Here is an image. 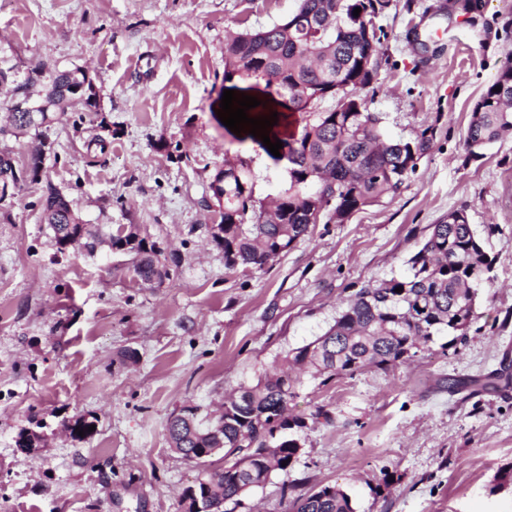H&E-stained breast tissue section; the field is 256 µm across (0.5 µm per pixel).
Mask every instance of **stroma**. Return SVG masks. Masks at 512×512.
<instances>
[{"label":"stroma","instance_id":"stroma-1","mask_svg":"<svg viewBox=\"0 0 512 512\" xmlns=\"http://www.w3.org/2000/svg\"><path fill=\"white\" fill-rule=\"evenodd\" d=\"M298 0H0V69L25 77L83 69L80 101L46 132L40 180L0 203V512H185L200 468L165 430L188 404L210 411L253 385L288 349L322 334L362 285L405 271L449 211L464 210L492 259L466 338L389 371L327 384L304 378L293 413L322 406L289 476L273 475L236 512H284L283 479L339 485L355 512H512V134L483 158L463 146L475 103L512 66V0H390L375 23L376 93L392 138L431 147L402 189L343 224L318 223L265 271L224 268L212 242L210 185L226 156L249 157L258 198L286 161L218 118L224 90L279 104L224 78L229 35L281 21ZM56 188L85 224L136 225L158 241L162 283L127 256L59 252L40 201ZM494 388L452 393V377ZM95 424L83 439L78 417ZM39 448L17 447L21 430Z\"/></svg>","mask_w":512,"mask_h":512}]
</instances>
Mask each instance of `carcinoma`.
I'll list each match as a JSON object with an SVG mask.
<instances>
[{
	"mask_svg": "<svg viewBox=\"0 0 512 512\" xmlns=\"http://www.w3.org/2000/svg\"><path fill=\"white\" fill-rule=\"evenodd\" d=\"M389 0H299L294 13L269 27L245 30L224 48V76L263 71L276 88L288 91V110L307 112L309 101L346 98L350 109L308 112L301 134L288 139L287 180L278 194L274 217L255 196L250 161L240 160L238 174L224 180V234L212 241L224 249V268L232 273L263 271L308 236L318 220L343 224L357 211L396 193L430 147L423 131L413 140L386 136L382 117L365 107L375 92L378 45L384 31L375 18ZM361 9L354 16L355 9ZM86 85L87 107L95 93L79 68L48 76L41 103L63 110L75 88ZM512 132V66L505 68L475 104L464 140L472 159ZM41 208L56 246L69 239L92 255L98 231L72 224L70 201L53 187ZM162 249L143 239L132 253L137 280L151 283L158 274ZM407 273L356 290L337 313L334 324L313 341L281 355L278 369L253 386L241 385L224 401L218 415L185 405L166 425L170 447L190 461L198 448H222L224 457L205 464L198 491L216 502L239 504L249 491L273 474L288 475L303 447L306 418L291 412L300 369L330 380L352 376L365 367L387 371L432 350L434 338L448 336L445 352L466 335L476 314L478 290L490 282L492 260L463 210H453L433 226L422 246L406 261ZM402 291H396V288ZM238 448H255L240 458ZM299 483L283 481L293 494L289 512H354L350 496L336 485L304 494Z\"/></svg>",
	"mask_w": 512,
	"mask_h": 512,
	"instance_id": "carcinoma-1",
	"label": "carcinoma"
}]
</instances>
